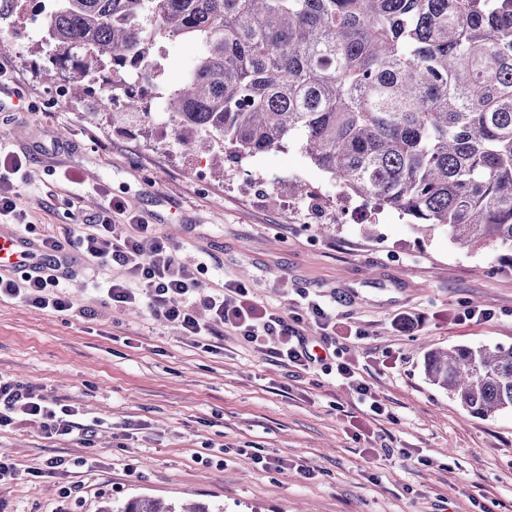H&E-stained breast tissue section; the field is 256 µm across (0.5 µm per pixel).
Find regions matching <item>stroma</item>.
<instances>
[{
  "label": "stroma",
  "instance_id": "1",
  "mask_svg": "<svg viewBox=\"0 0 512 512\" xmlns=\"http://www.w3.org/2000/svg\"><path fill=\"white\" fill-rule=\"evenodd\" d=\"M11 38L14 52L0 55V147L30 158L11 181L36 237L76 229L108 190L183 260L208 253L203 287L237 281L257 304L286 311L301 289L329 303L344 359L389 414L371 415L322 372L293 379L234 337L206 352L146 309L105 308L83 285L70 316L5 298L0 374L102 425L89 448L35 424L0 430V457L22 471L0 485V512H99L140 495L224 512H512V412L468 416L422 371L431 347L512 346V264L348 194L298 141L218 171L209 153L184 155L161 134L162 100L154 123L102 122L106 93L66 95L61 74L38 72V31ZM191 59L184 43L163 42L161 86L178 85ZM66 170L83 183L80 203ZM476 303L492 318L464 319ZM253 452L289 467L258 469ZM54 454L74 460L80 501L61 497V479L29 475Z\"/></svg>",
  "mask_w": 512,
  "mask_h": 512
}]
</instances>
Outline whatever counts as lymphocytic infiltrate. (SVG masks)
I'll list each match as a JSON object with an SVG mask.
<instances>
[{
	"label": "lymphocytic infiltrate",
	"instance_id": "obj_1",
	"mask_svg": "<svg viewBox=\"0 0 512 512\" xmlns=\"http://www.w3.org/2000/svg\"><path fill=\"white\" fill-rule=\"evenodd\" d=\"M27 157L13 152L0 154V219H13L19 235L32 232V224L20 217L17 196L8 188L12 175L27 165ZM99 209L88 216L82 229L71 236L39 240L42 270L20 278L0 276V299L9 298L35 308L66 315L74 303L68 292L75 280L95 286L105 283L106 307L134 309L146 304L158 320L199 339L203 349L212 340L232 332L253 348L293 370H322L334 374L357 394L370 412L383 414V407L368 396L365 380L350 363L342 360L333 315L319 301H307L303 312L270 310L249 297L237 282L219 289L200 285L204 261L188 263L170 248L156 225L130 214L124 201L101 190ZM125 224H118V217ZM320 329L311 340L305 329ZM75 405L52 402L32 383L0 376V428L40 422L48 436L63 438L81 431L85 440L95 435V423L79 424Z\"/></svg>",
	"mask_w": 512,
	"mask_h": 512
}]
</instances>
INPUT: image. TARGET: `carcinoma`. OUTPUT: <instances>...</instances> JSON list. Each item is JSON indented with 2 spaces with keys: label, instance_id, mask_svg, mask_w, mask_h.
I'll return each instance as SVG.
<instances>
[{
  "label": "carcinoma",
  "instance_id": "obj_1",
  "mask_svg": "<svg viewBox=\"0 0 512 512\" xmlns=\"http://www.w3.org/2000/svg\"><path fill=\"white\" fill-rule=\"evenodd\" d=\"M44 41L75 56L72 93L112 87V121L146 114L133 70L156 40L193 64L167 96L185 151L255 156L301 142L343 187L462 245L512 251V0H39ZM429 383L474 417L512 411V346L429 349ZM100 512H223L145 496Z\"/></svg>",
  "mask_w": 512,
  "mask_h": 512
}]
</instances>
